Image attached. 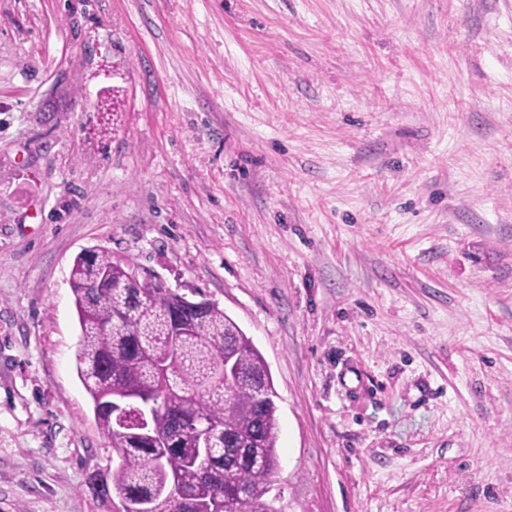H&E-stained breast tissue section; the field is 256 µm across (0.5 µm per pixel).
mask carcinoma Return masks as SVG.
<instances>
[{
    "mask_svg": "<svg viewBox=\"0 0 512 512\" xmlns=\"http://www.w3.org/2000/svg\"><path fill=\"white\" fill-rule=\"evenodd\" d=\"M135 263L104 249L80 255L71 287L81 330L77 372L100 430L119 456L91 493L146 512H278L276 391L267 363L218 305L203 314L167 288H139ZM227 364L213 376L217 359ZM138 395L157 404L140 420L113 413ZM210 432L198 445L195 427Z\"/></svg>",
    "mask_w": 512,
    "mask_h": 512,
    "instance_id": "1",
    "label": "carcinoma"
}]
</instances>
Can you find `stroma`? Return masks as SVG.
Instances as JSON below:
<instances>
[{
    "instance_id": "1",
    "label": "stroma",
    "mask_w": 512,
    "mask_h": 512,
    "mask_svg": "<svg viewBox=\"0 0 512 512\" xmlns=\"http://www.w3.org/2000/svg\"><path fill=\"white\" fill-rule=\"evenodd\" d=\"M218 304L279 512H512V0H0V512H116L75 258Z\"/></svg>"
}]
</instances>
